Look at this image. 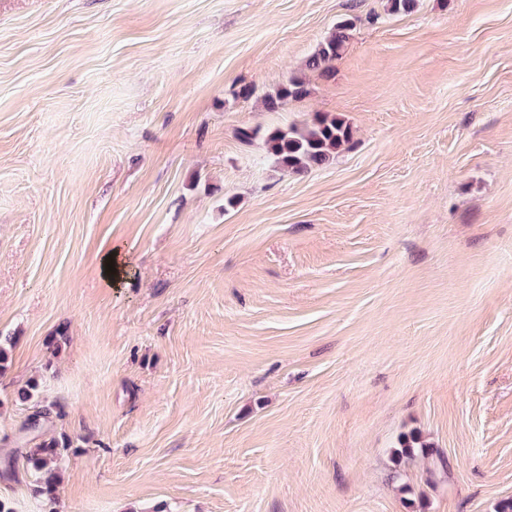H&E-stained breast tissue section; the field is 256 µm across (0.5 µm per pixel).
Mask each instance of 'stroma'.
<instances>
[{"instance_id": "stroma-1", "label": "stroma", "mask_w": 512, "mask_h": 512, "mask_svg": "<svg viewBox=\"0 0 512 512\" xmlns=\"http://www.w3.org/2000/svg\"><path fill=\"white\" fill-rule=\"evenodd\" d=\"M322 113L353 130L324 167L238 138ZM0 334L14 512H499L512 0H0ZM45 406L50 500L21 456ZM354 20L347 15L336 23L334 31L319 44L318 49L310 58L309 69L319 71L323 75L330 73L332 63L340 58L347 48L351 31L355 25ZM308 85L305 79L301 77H292L286 84L276 88L274 92L264 96V105L267 110L275 111L289 100H298L308 94Z\"/></svg>"}]
</instances>
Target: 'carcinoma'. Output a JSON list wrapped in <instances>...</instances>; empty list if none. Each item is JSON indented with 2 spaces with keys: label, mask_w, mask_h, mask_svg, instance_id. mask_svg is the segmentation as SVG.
Masks as SVG:
<instances>
[{
  "label": "carcinoma",
  "mask_w": 512,
  "mask_h": 512,
  "mask_svg": "<svg viewBox=\"0 0 512 512\" xmlns=\"http://www.w3.org/2000/svg\"><path fill=\"white\" fill-rule=\"evenodd\" d=\"M354 18L346 16L336 22L334 31L319 44L318 49L308 62L311 70L323 75L330 73L332 63L340 58L347 48ZM308 94V85L301 77H292L272 93L264 96L267 110L275 111L290 100H298ZM240 139L250 142L262 136L268 153L281 168L295 173L305 172L333 161L338 151L350 144L353 130L350 125L336 117L317 115L302 126H290L286 129H274L267 132L261 128L243 129ZM13 339L0 336V376L10 367V354ZM30 448L26 452V462L35 471L36 478L32 493L35 496L50 497L56 484V464L71 447L66 438H39L29 440Z\"/></svg>",
  "instance_id": "obj_1"
}]
</instances>
